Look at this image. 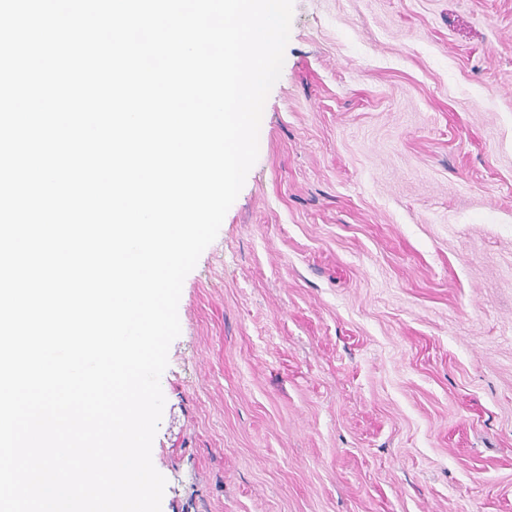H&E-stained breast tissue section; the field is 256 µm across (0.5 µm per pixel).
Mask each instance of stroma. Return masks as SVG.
Listing matches in <instances>:
<instances>
[{
  "mask_svg": "<svg viewBox=\"0 0 512 512\" xmlns=\"http://www.w3.org/2000/svg\"><path fill=\"white\" fill-rule=\"evenodd\" d=\"M178 316L161 512H512V0H294Z\"/></svg>",
  "mask_w": 512,
  "mask_h": 512,
  "instance_id": "35a3bbf8",
  "label": "stroma"
}]
</instances>
